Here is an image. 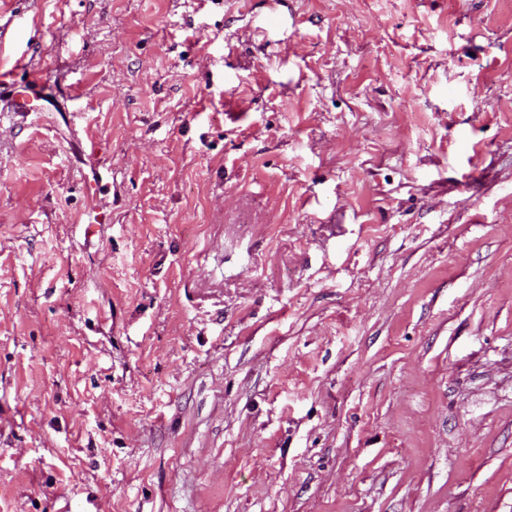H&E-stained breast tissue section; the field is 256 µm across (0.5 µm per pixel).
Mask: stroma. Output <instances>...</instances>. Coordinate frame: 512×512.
I'll return each instance as SVG.
<instances>
[{
	"mask_svg": "<svg viewBox=\"0 0 512 512\" xmlns=\"http://www.w3.org/2000/svg\"><path fill=\"white\" fill-rule=\"evenodd\" d=\"M0 73V512H512V0H0Z\"/></svg>",
	"mask_w": 512,
	"mask_h": 512,
	"instance_id": "1",
	"label": "stroma"
}]
</instances>
